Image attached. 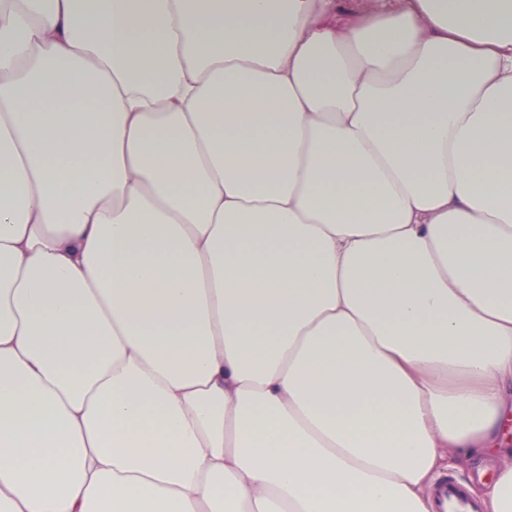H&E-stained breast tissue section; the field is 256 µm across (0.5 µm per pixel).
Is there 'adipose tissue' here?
Returning <instances> with one entry per match:
<instances>
[{
    "label": "adipose tissue",
    "instance_id": "ef3b65f1",
    "mask_svg": "<svg viewBox=\"0 0 512 512\" xmlns=\"http://www.w3.org/2000/svg\"><path fill=\"white\" fill-rule=\"evenodd\" d=\"M512 0H0V512H512ZM434 512H479L467 493L466 484L452 476H442L432 489Z\"/></svg>",
    "mask_w": 512,
    "mask_h": 512
}]
</instances>
